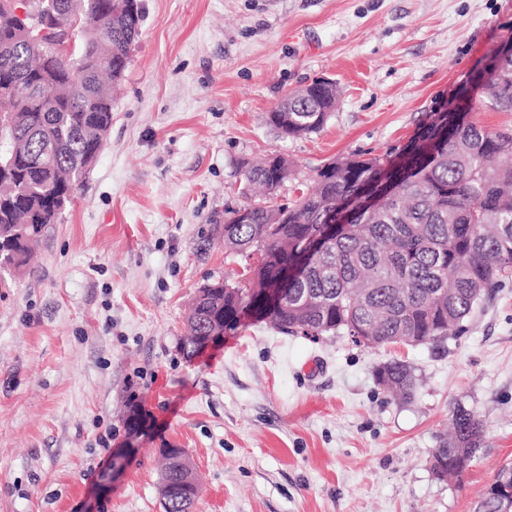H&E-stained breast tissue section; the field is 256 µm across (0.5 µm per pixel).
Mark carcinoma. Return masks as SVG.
Masks as SVG:
<instances>
[{
	"instance_id": "1",
	"label": "carcinoma",
	"mask_w": 512,
	"mask_h": 512,
	"mask_svg": "<svg viewBox=\"0 0 512 512\" xmlns=\"http://www.w3.org/2000/svg\"><path fill=\"white\" fill-rule=\"evenodd\" d=\"M102 21L100 30L77 42L82 67L51 55L58 33L50 14L23 20L17 0H0V113L15 110L7 131L16 147L0 176V262L17 271L27 266L29 245L57 222L75 187L96 164L101 133L112 124V86L129 64L143 13L136 5L120 14L111 0H74ZM493 110L512 112V53L495 54L473 77ZM467 90L435 112L395 155L352 156L336 168L317 171V187L294 203L273 208L249 203V222L224 217V247L258 253L254 279L203 287L194 300L181 352L192 359L209 326L234 328L255 289L280 279L285 265L301 263L284 289V307L257 315L291 334L313 338L343 334L355 343L385 346L414 338L439 346L492 289L512 278V128L490 131L460 112L472 104ZM332 81L319 79L295 90L269 121L285 137L319 130L336 108ZM278 169L252 164L244 179L268 189ZM378 191L374 209L364 206ZM350 209L347 223L324 250L304 255L303 245L324 236L333 210ZM388 390L409 400L417 381L411 366L394 359L378 368ZM451 432L436 450L448 459L446 475L460 477L484 446V424L457 406ZM181 448H164L161 495L180 488L189 471Z\"/></svg>"
}]
</instances>
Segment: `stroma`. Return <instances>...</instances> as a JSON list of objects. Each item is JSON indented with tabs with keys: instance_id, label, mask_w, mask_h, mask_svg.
<instances>
[{
	"instance_id": "stroma-1",
	"label": "stroma",
	"mask_w": 512,
	"mask_h": 512,
	"mask_svg": "<svg viewBox=\"0 0 512 512\" xmlns=\"http://www.w3.org/2000/svg\"><path fill=\"white\" fill-rule=\"evenodd\" d=\"M141 6L96 165L26 273L0 272V512H163L170 446L196 475V512H474L512 462V281L438 347L313 340L249 315L193 360L178 343L196 291L248 264L223 236L251 196L245 164L287 158L278 206L328 162L401 147L512 41V0ZM320 78L338 87L335 111L281 137L269 112ZM392 359L414 370L410 401L376 379ZM457 404L485 444L441 481L430 458Z\"/></svg>"
}]
</instances>
